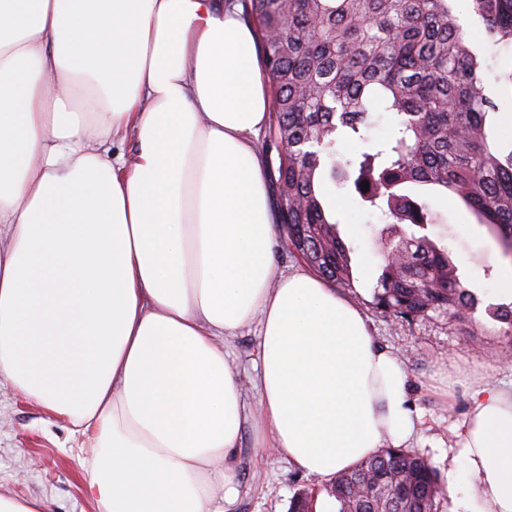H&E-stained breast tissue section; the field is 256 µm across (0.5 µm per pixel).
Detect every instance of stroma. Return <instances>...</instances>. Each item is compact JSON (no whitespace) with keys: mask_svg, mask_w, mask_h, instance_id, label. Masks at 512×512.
<instances>
[{"mask_svg":"<svg viewBox=\"0 0 512 512\" xmlns=\"http://www.w3.org/2000/svg\"><path fill=\"white\" fill-rule=\"evenodd\" d=\"M444 221L429 225L428 235L444 245L463 284L475 297L465 319L432 312L412 324L387 321L372 306L380 273L381 227L377 213L364 209L356 193L336 197L341 238L351 246L357 278L353 290L375 340L397 352L409 377V403L420 415V433L412 449L447 476L455 454V429L465 419L470 388L487 377L512 382V328L498 315L512 304L499 292L512 260L504 258L486 225L456 199L438 206ZM92 443L74 434L41 405L6 384L0 385V494L45 501L47 512H96L88 492ZM241 491L231 512H288L291 498L315 486L312 477L290 466L271 448L257 447L245 434L241 448Z\"/></svg>","mask_w":512,"mask_h":512,"instance_id":"35a3bbf8","label":"stroma"}]
</instances>
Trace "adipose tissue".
Returning <instances> with one entry per match:
<instances>
[{
  "label": "adipose tissue",
  "mask_w": 512,
  "mask_h": 512,
  "mask_svg": "<svg viewBox=\"0 0 512 512\" xmlns=\"http://www.w3.org/2000/svg\"><path fill=\"white\" fill-rule=\"evenodd\" d=\"M268 110L221 0H0V383L92 435L98 512H226L248 429L327 481L419 428L359 304L274 265ZM459 438L456 512H512V386ZM258 335L257 326L252 325L242 330L238 336L233 337L228 342V350L231 357L239 364L241 380L250 397L252 396L251 379L255 374L253 360L256 358L259 343Z\"/></svg>",
  "instance_id": "obj_1"
}]
</instances>
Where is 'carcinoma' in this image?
Masks as SVG:
<instances>
[{
  "label": "carcinoma",
  "mask_w": 512,
  "mask_h": 512,
  "mask_svg": "<svg viewBox=\"0 0 512 512\" xmlns=\"http://www.w3.org/2000/svg\"><path fill=\"white\" fill-rule=\"evenodd\" d=\"M258 24L273 91L270 146L278 153V234L316 276L354 287L327 183L355 190L385 216L373 308L401 323L430 312L469 315L473 294L445 247L424 230L452 196L512 257V141L497 135L499 105L485 84L481 48H512V0H467L479 39L456 0H241ZM395 118L373 143L374 114ZM361 141L357 153L337 149ZM368 182L369 191L361 190ZM337 512H439L447 494L431 461L383 448L323 487ZM320 490L300 491L289 512H316Z\"/></svg>",
  "instance_id": "1"
}]
</instances>
